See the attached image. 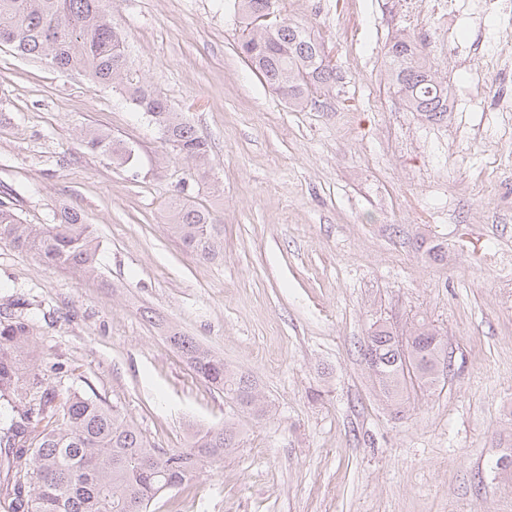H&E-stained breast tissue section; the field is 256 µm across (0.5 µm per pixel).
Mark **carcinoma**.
Here are the masks:
<instances>
[{
    "mask_svg": "<svg viewBox=\"0 0 512 512\" xmlns=\"http://www.w3.org/2000/svg\"><path fill=\"white\" fill-rule=\"evenodd\" d=\"M244 29L240 54L277 94L295 107L312 91L336 90V67L322 66L321 44L301 25L284 21L266 34L254 28L273 0H238ZM12 38L17 55L46 62L60 72H81L96 86L111 89L151 118L173 143L171 152L191 162V176L209 178L208 143L166 97L130 74L125 34L112 22V0H0V39ZM390 86L405 105L429 121L443 119L448 88L420 61L414 40L402 37L388 49ZM81 145L120 165L133 161L126 145L98 129L81 132ZM168 228L193 257L211 261L224 249V226L212 215L180 200L169 211ZM0 242L84 277L97 274L100 240L83 214L65 208L52 224H25L0 202ZM171 346L195 376L231 398L251 415L268 413L256 381L234 371L191 336L169 334ZM366 351L374 386L401 413L409 386L432 389L440 380L438 358L448 353L440 333L414 327L402 351L380 324ZM33 326L0 311V502L7 512H148L163 492L188 487L206 465L220 462L240 443L236 424L195 431L184 448H159L119 409L73 388L45 384L33 356ZM36 390L27 402L22 389Z\"/></svg>",
    "mask_w": 512,
    "mask_h": 512,
    "instance_id": "obj_1",
    "label": "carcinoma"
}]
</instances>
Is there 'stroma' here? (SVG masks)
<instances>
[{
    "label": "stroma",
    "instance_id": "35a3bbf8",
    "mask_svg": "<svg viewBox=\"0 0 512 512\" xmlns=\"http://www.w3.org/2000/svg\"><path fill=\"white\" fill-rule=\"evenodd\" d=\"M332 59L340 93L288 104L238 52L235 0H112L135 79L211 146L207 184L158 128L82 74L0 46V201L27 224L80 210L101 240L96 277L0 243V308L34 326L35 354L161 448L235 422L238 450L151 512H512V83L465 61L512 57L493 16L461 15L424 61L460 111L428 121L389 88L396 0H277ZM98 128L130 165L79 144ZM224 226L199 261L167 230L175 195ZM153 311L147 321L144 311ZM425 322L447 376L394 413L363 357L374 325ZM193 336L255 378L268 415L242 412L167 341Z\"/></svg>",
    "mask_w": 512,
    "mask_h": 512
}]
</instances>
